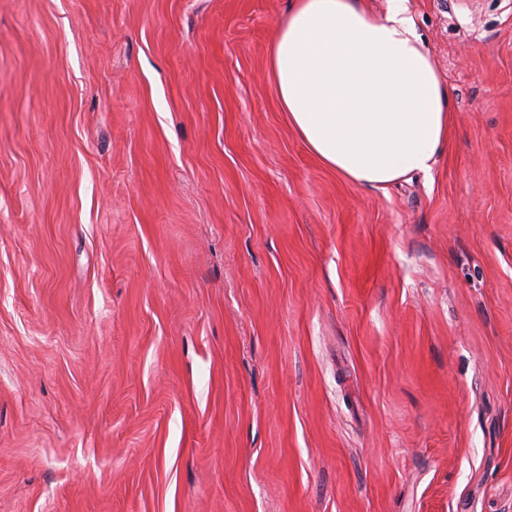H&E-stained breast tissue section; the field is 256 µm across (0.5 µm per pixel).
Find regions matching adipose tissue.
Returning <instances> with one entry per match:
<instances>
[{
  "instance_id": "1",
  "label": "adipose tissue",
  "mask_w": 512,
  "mask_h": 512,
  "mask_svg": "<svg viewBox=\"0 0 512 512\" xmlns=\"http://www.w3.org/2000/svg\"><path fill=\"white\" fill-rule=\"evenodd\" d=\"M278 98L315 156L384 189L430 175L448 145L450 93L406 0H291L270 49Z\"/></svg>"
}]
</instances>
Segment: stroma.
Masks as SVG:
<instances>
[{
    "mask_svg": "<svg viewBox=\"0 0 512 512\" xmlns=\"http://www.w3.org/2000/svg\"><path fill=\"white\" fill-rule=\"evenodd\" d=\"M289 0H0V512H512V0H408L430 177L324 166Z\"/></svg>",
    "mask_w": 512,
    "mask_h": 512,
    "instance_id": "35a3bbf8",
    "label": "stroma"
}]
</instances>
